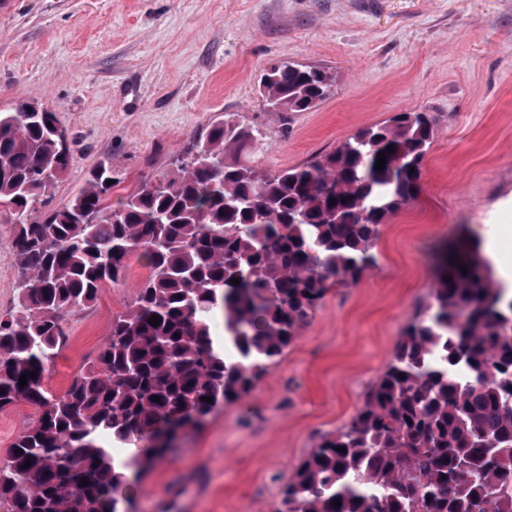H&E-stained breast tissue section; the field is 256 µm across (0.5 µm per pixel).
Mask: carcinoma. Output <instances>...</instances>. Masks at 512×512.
I'll return each mask as SVG.
<instances>
[{
  "instance_id": "obj_1",
  "label": "carcinoma",
  "mask_w": 512,
  "mask_h": 512,
  "mask_svg": "<svg viewBox=\"0 0 512 512\" xmlns=\"http://www.w3.org/2000/svg\"><path fill=\"white\" fill-rule=\"evenodd\" d=\"M335 86L324 67L280 62L261 97L286 119ZM434 136L428 113L397 112L268 172L256 160L264 129L219 118L117 202L120 179L102 160L67 204L41 212L73 160L65 129L30 102L0 110V219L13 225L17 267L14 304L0 312V411L39 410L0 460V512H126L128 468L154 466L171 433L247 397L331 289L377 266L382 230L417 198ZM479 249L467 236L439 252L429 299L385 370L350 421L320 436L276 512H512V292ZM134 254L149 276L133 305L95 361L51 394L68 317L123 282Z\"/></svg>"
}]
</instances>
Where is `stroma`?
Returning <instances> with one entry per match:
<instances>
[{"label": "stroma", "mask_w": 512, "mask_h": 512, "mask_svg": "<svg viewBox=\"0 0 512 512\" xmlns=\"http://www.w3.org/2000/svg\"><path fill=\"white\" fill-rule=\"evenodd\" d=\"M320 64L333 96L289 123L265 111L272 62ZM56 112L73 162L51 201L64 206L102 158L113 197L167 170L219 116L265 127L260 164L292 167L397 112H427L435 137L415 201L384 227L378 266L331 291L283 359L242 401L188 430L133 487L128 512H274L319 435L356 413L427 299L432 243L460 228L499 241L512 268V0H0V110ZM148 275L139 256L122 283L68 319L46 374L63 393L106 340ZM38 418L0 412V459Z\"/></svg>", "instance_id": "1"}]
</instances>
